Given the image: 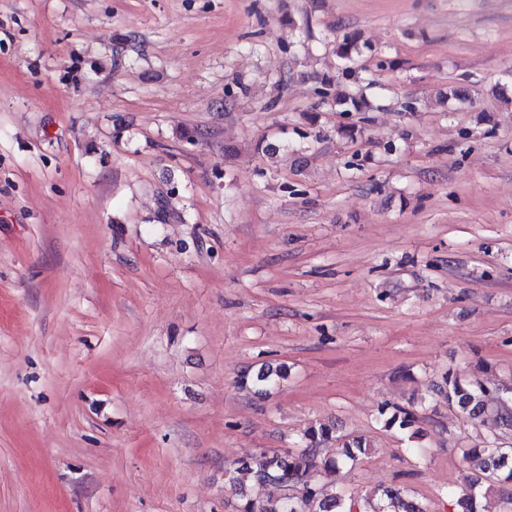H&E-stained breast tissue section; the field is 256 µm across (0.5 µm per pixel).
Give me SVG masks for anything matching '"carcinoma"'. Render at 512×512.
I'll list each match as a JSON object with an SVG mask.
<instances>
[{"label":"carcinoma","mask_w":512,"mask_h":512,"mask_svg":"<svg viewBox=\"0 0 512 512\" xmlns=\"http://www.w3.org/2000/svg\"><path fill=\"white\" fill-rule=\"evenodd\" d=\"M286 373L281 365L274 370L260 371L256 382L271 389ZM440 393L468 421H478L492 414L499 433L487 438L481 448L462 451L466 460H477L484 478L498 487L503 503L512 512V395L489 390L482 382L462 381L448 373L443 377ZM416 421L412 411L397 408L386 420V425L408 429ZM302 448L296 452L262 450L255 456L237 461L227 469L226 484L235 489L240 486L239 476L248 474L258 484H273L283 494L273 500H254L242 496L238 512H421L397 485L380 490L377 499H363L359 505L348 501L336 489L334 476L341 466L357 461L368 454L370 440L363 435L338 436L336 427L318 424L308 427L302 434ZM336 442L335 451L320 456L322 447Z\"/></svg>","instance_id":"cac0c4a2"}]
</instances>
